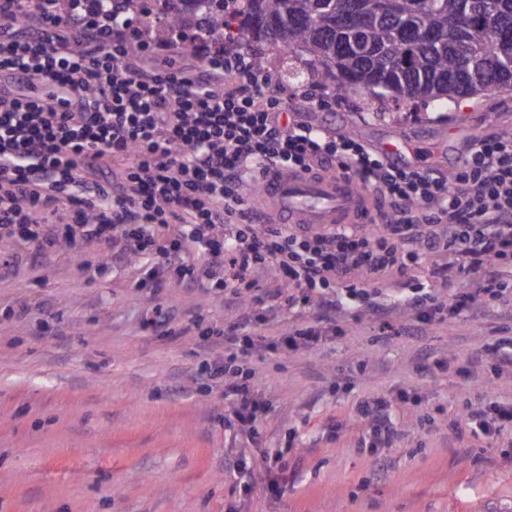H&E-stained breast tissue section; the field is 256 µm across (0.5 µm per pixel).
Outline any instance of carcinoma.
Wrapping results in <instances>:
<instances>
[{"mask_svg":"<svg viewBox=\"0 0 512 512\" xmlns=\"http://www.w3.org/2000/svg\"><path fill=\"white\" fill-rule=\"evenodd\" d=\"M166 37L189 16L208 25L216 41L248 46L260 42L287 52L286 76L303 71L333 80L336 89L393 90L392 100H421L449 110L465 97L512 89V0H495L496 11L481 28L459 24L465 14H485L486 0H156ZM357 10L361 26L342 28V13ZM307 55L305 67L292 60Z\"/></svg>","mask_w":512,"mask_h":512,"instance_id":"cac0c4a2","label":"carcinoma"}]
</instances>
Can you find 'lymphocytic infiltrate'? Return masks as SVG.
Segmentation results:
<instances>
[{"label":"lymphocytic infiltrate","instance_id":"lymphocytic-infiltrate-1","mask_svg":"<svg viewBox=\"0 0 512 512\" xmlns=\"http://www.w3.org/2000/svg\"><path fill=\"white\" fill-rule=\"evenodd\" d=\"M200 55L197 68L174 49ZM284 91L253 55L212 41L204 30L148 38L124 0H0V237L50 254L81 258L87 243L115 261L145 258L137 285L168 279L209 294L317 307V324L280 337L278 349H310L328 337L339 308L327 291L344 284L362 312L380 317L368 289L407 273L426 255L447 252L444 273L466 281L449 308L425 287L405 302L420 323L456 318L475 300L503 299L512 283V136L477 140L448 177L398 164L351 134L313 126L284 112ZM330 171L376 191L386 209L379 232L342 227L329 233L262 224L238 189L263 172ZM279 278L270 289L260 272ZM246 313L224 328L226 363L267 348ZM233 422L249 436L266 404L250 384L224 377ZM387 397L357 402L372 446L399 433ZM492 440L512 429V404L486 397L453 422Z\"/></svg>","mask_w":512,"mask_h":512}]
</instances>
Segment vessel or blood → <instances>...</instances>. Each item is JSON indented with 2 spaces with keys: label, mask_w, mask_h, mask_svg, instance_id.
Returning a JSON list of instances; mask_svg holds the SVG:
<instances>
[{
  "label": "vessel or blood",
  "mask_w": 512,
  "mask_h": 512,
  "mask_svg": "<svg viewBox=\"0 0 512 512\" xmlns=\"http://www.w3.org/2000/svg\"><path fill=\"white\" fill-rule=\"evenodd\" d=\"M257 204L278 224H304L334 229L370 223L375 211L371 195L343 176L298 172L260 180Z\"/></svg>",
  "instance_id": "b4317fda"
}]
</instances>
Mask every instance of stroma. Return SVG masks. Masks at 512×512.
<instances>
[{
    "mask_svg": "<svg viewBox=\"0 0 512 512\" xmlns=\"http://www.w3.org/2000/svg\"><path fill=\"white\" fill-rule=\"evenodd\" d=\"M313 91L331 110L308 103ZM284 109L377 150L412 142L447 176L474 141L512 130V90L438 112L338 93L310 75L289 85ZM1 258L0 512H512V435L490 445L452 426L483 392L512 403V371L495 369L497 344L512 339V298L434 321L419 336L408 335L404 306L384 327L345 308L335 338L247 360L239 370L269 405L251 439L225 420L223 381L199 370L223 362L217 331L238 305L201 290L136 287L133 263L92 278L67 251L43 257L9 238H0ZM443 262L429 256L374 289L389 299L420 283L449 302L459 285L440 273ZM158 304L173 318L154 327L145 315ZM200 328L213 330L208 342ZM402 391L413 401L392 408L396 445L361 450L356 402ZM284 449L288 483L274 498L261 469ZM379 456L388 463L381 476ZM241 458L247 469H235Z\"/></svg>",
    "mask_w": 512,
    "mask_h": 512,
    "instance_id": "stroma-1",
    "label": "stroma"
}]
</instances>
